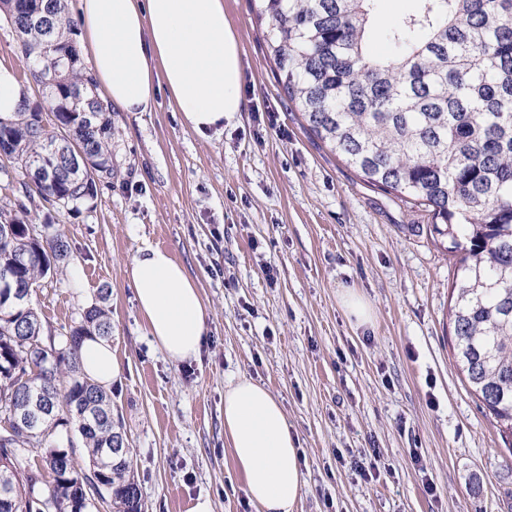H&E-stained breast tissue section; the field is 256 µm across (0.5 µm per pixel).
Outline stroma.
Listing matches in <instances>:
<instances>
[{
	"instance_id": "stroma-1",
	"label": "stroma",
	"mask_w": 512,
	"mask_h": 512,
	"mask_svg": "<svg viewBox=\"0 0 512 512\" xmlns=\"http://www.w3.org/2000/svg\"><path fill=\"white\" fill-rule=\"evenodd\" d=\"M256 0H224L244 61V110L224 132L184 129L167 93L112 115V177L78 210L49 212L0 173V204L51 218L72 256L33 295L66 334L108 289L112 403L146 512H253L224 438V389L247 376L281 402L303 487L294 512H512V448L466 384L448 307L459 266L431 218L363 180L294 112L263 41ZM171 251L207 310L198 359L151 344L126 268ZM362 295L369 323L339 295ZM379 454L362 479L348 451ZM433 490H426V481Z\"/></svg>"
}]
</instances>
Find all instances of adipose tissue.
<instances>
[{"label":"adipose tissue","instance_id":"1","mask_svg":"<svg viewBox=\"0 0 512 512\" xmlns=\"http://www.w3.org/2000/svg\"><path fill=\"white\" fill-rule=\"evenodd\" d=\"M80 52L97 94L117 112L151 111L166 91L184 128L223 131L242 110L243 59L224 0H79ZM153 344L175 364L196 359L206 310L195 281L173 254L141 250L127 268ZM82 370L110 387L119 363L110 340L86 337ZM224 437L256 512H292L303 486L298 442L281 402L242 376L224 390Z\"/></svg>","mask_w":512,"mask_h":512}]
</instances>
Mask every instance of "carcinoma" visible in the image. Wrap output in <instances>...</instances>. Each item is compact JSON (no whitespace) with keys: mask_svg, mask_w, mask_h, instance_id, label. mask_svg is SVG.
<instances>
[{"mask_svg":"<svg viewBox=\"0 0 512 512\" xmlns=\"http://www.w3.org/2000/svg\"><path fill=\"white\" fill-rule=\"evenodd\" d=\"M257 17L277 82L310 130L370 185L432 213L430 234L459 256L448 318L456 362L471 392L512 439V0H411L374 32L380 0H259ZM47 28L21 26L31 63L52 38L71 65L48 72L54 93L0 115V160L53 207L76 208L112 177V115L94 94L71 35L67 0H40ZM380 36L391 53H370ZM84 89L81 111L69 112ZM78 146L89 167L69 159ZM50 166L47 178L30 165ZM71 253L65 234L0 207V512H142L130 449L111 392L82 374V339L112 336L111 310L92 304L61 339L32 304L39 282ZM65 427L89 470L61 457ZM37 462L16 467L19 452Z\"/></svg>","mask_w":512,"mask_h":512,"instance_id":"cac0c4a2","label":"carcinoma"}]
</instances>
